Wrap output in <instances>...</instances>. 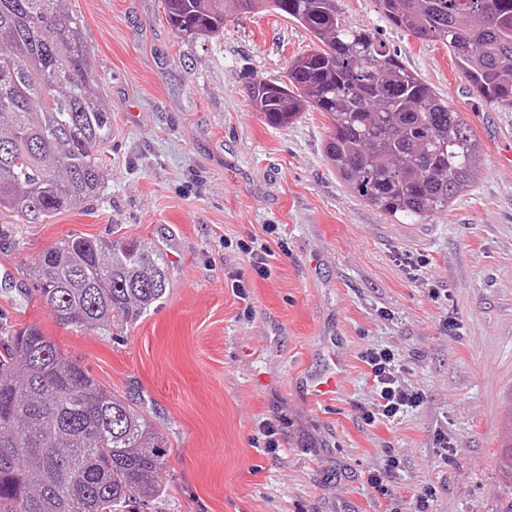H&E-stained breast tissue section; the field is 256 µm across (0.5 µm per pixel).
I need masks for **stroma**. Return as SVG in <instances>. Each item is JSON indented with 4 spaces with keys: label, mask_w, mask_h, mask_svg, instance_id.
<instances>
[{
    "label": "stroma",
    "mask_w": 512,
    "mask_h": 512,
    "mask_svg": "<svg viewBox=\"0 0 512 512\" xmlns=\"http://www.w3.org/2000/svg\"><path fill=\"white\" fill-rule=\"evenodd\" d=\"M471 126L480 172L447 211L411 224L351 193L326 163L315 110L268 125L246 95L282 78L312 36L268 12L207 40L180 38L163 0H65L112 114L102 188L44 224L0 211V318L37 324L105 389L144 404L168 443L153 512H500L512 475V109L475 99L447 46L390 24L376 0H340ZM276 233H267L268 225ZM145 238L170 285L157 309L82 334L56 323L24 273L68 234ZM267 245L269 275L240 241ZM422 255L420 270L406 267ZM243 280L245 292L234 288ZM391 349L422 394L366 424L376 394L366 344ZM339 372L335 396L308 386ZM279 446L264 448L260 425ZM383 498L368 485L387 455Z\"/></svg>",
    "instance_id": "1"
}]
</instances>
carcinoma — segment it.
<instances>
[{
    "label": "carcinoma",
    "mask_w": 512,
    "mask_h": 512,
    "mask_svg": "<svg viewBox=\"0 0 512 512\" xmlns=\"http://www.w3.org/2000/svg\"><path fill=\"white\" fill-rule=\"evenodd\" d=\"M244 0H163L180 35L209 39ZM395 27L448 46L469 93L512 108V0H376ZM64 0H0V210L42 224L96 195L112 113ZM264 10L313 36L285 78L246 87L283 126L327 114V163L355 195L415 221L448 209L481 147L447 98L410 72L378 33L348 24L338 0H268ZM60 325L112 335L157 308L163 251L139 238L71 234L29 271ZM167 442L145 410L105 390L36 324L0 329V512H145L164 492Z\"/></svg>",
    "instance_id": "1"
}]
</instances>
